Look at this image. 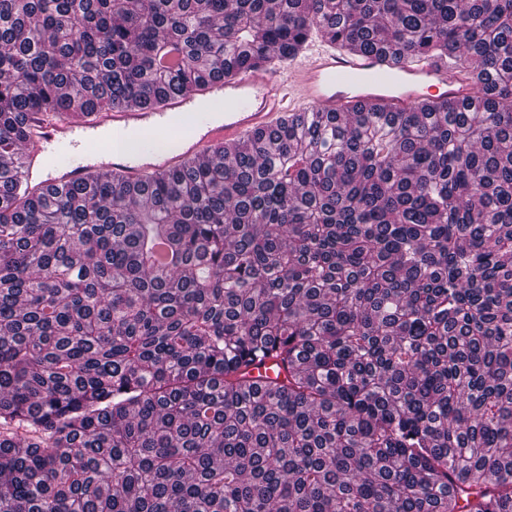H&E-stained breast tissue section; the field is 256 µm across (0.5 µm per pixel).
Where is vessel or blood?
<instances>
[{"instance_id": "obj_1", "label": "vessel or blood", "mask_w": 512, "mask_h": 512, "mask_svg": "<svg viewBox=\"0 0 512 512\" xmlns=\"http://www.w3.org/2000/svg\"><path fill=\"white\" fill-rule=\"evenodd\" d=\"M426 97L471 102L476 92L444 58L397 61L360 48L317 52L288 75L262 66L240 70L158 106H117L81 121L38 113L24 143V177L34 195L80 183L92 169L119 172L135 183L213 147L243 142L297 101L311 112H348L370 101L405 109Z\"/></svg>"}]
</instances>
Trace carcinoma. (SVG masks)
<instances>
[{
    "label": "carcinoma",
    "instance_id": "obj_1",
    "mask_svg": "<svg viewBox=\"0 0 512 512\" xmlns=\"http://www.w3.org/2000/svg\"><path fill=\"white\" fill-rule=\"evenodd\" d=\"M315 29L464 48L479 104L289 112L27 191L29 114L276 69ZM2 157L0 512H512V0H0Z\"/></svg>",
    "mask_w": 512,
    "mask_h": 512
}]
</instances>
